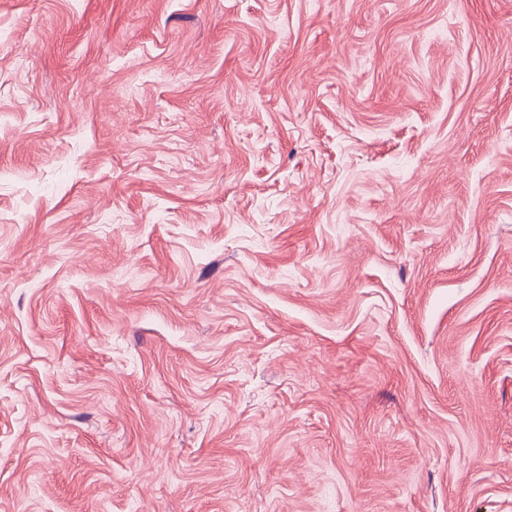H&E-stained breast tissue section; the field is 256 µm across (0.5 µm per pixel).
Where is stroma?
<instances>
[{"label":"stroma","mask_w":512,"mask_h":512,"mask_svg":"<svg viewBox=\"0 0 512 512\" xmlns=\"http://www.w3.org/2000/svg\"><path fill=\"white\" fill-rule=\"evenodd\" d=\"M0 512H512V0H0Z\"/></svg>","instance_id":"35a3bbf8"}]
</instances>
